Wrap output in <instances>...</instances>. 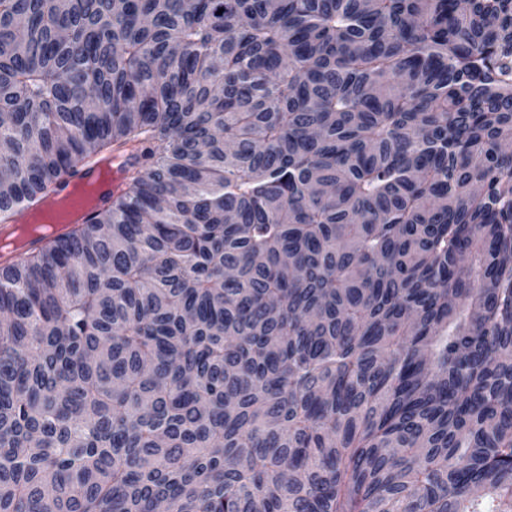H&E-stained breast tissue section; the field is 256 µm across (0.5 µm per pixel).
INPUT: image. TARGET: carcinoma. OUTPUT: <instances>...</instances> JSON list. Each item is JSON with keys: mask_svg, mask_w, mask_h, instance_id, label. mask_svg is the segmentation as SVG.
Returning a JSON list of instances; mask_svg holds the SVG:
<instances>
[{"mask_svg": "<svg viewBox=\"0 0 512 512\" xmlns=\"http://www.w3.org/2000/svg\"><path fill=\"white\" fill-rule=\"evenodd\" d=\"M0 512H512V0H0ZM93 189L95 190L94 186L82 185L76 188L67 199L51 203L42 218H39L36 221H32L31 224L34 225L28 226L25 233L19 231V234L16 237L10 238L11 229L0 226V233L1 231L7 233L0 235L1 249L7 245H11L12 247L19 246L27 236L41 233L39 231H34V229L37 227H39V229H46L48 232H50L58 222H61L72 216L79 209L88 208L93 198Z\"/></svg>", "mask_w": 512, "mask_h": 512, "instance_id": "cac0c4a2", "label": "carcinoma"}]
</instances>
